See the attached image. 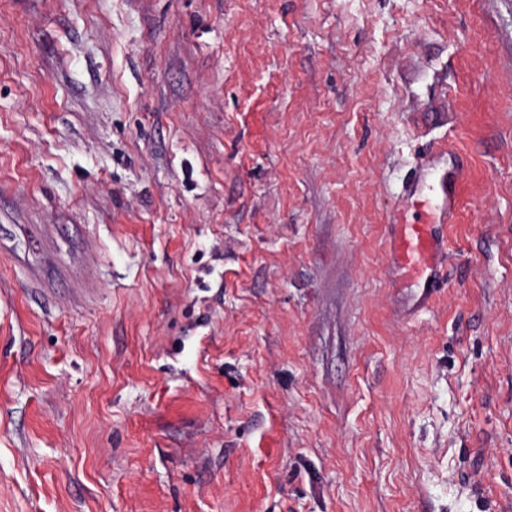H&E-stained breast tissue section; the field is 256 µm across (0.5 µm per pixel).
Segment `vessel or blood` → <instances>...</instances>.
<instances>
[{
    "label": "vessel or blood",
    "mask_w": 512,
    "mask_h": 512,
    "mask_svg": "<svg viewBox=\"0 0 512 512\" xmlns=\"http://www.w3.org/2000/svg\"><path fill=\"white\" fill-rule=\"evenodd\" d=\"M465 175L466 164L460 159L434 178L428 165H421L408 190L410 211L395 212L389 220V276L416 281L426 298L443 285L440 268L448 256L447 228L460 221Z\"/></svg>",
    "instance_id": "obj_1"
}]
</instances>
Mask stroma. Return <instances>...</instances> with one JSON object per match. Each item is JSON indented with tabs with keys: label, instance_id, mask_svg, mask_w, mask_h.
Returning a JSON list of instances; mask_svg holds the SVG:
<instances>
[{
	"label": "stroma",
	"instance_id": "35a3bbf8",
	"mask_svg": "<svg viewBox=\"0 0 512 512\" xmlns=\"http://www.w3.org/2000/svg\"><path fill=\"white\" fill-rule=\"evenodd\" d=\"M0 512H512V0H0ZM447 152L454 153L441 149L438 155L429 154L409 185L412 221L408 211H398L388 224L389 276L392 281H416L423 288V302L443 285L440 268L448 256V225L461 223L466 163L455 154V163L437 174L435 186L429 185L427 179L430 166L427 163ZM427 190L434 191L433 210L429 207L432 199L426 196Z\"/></svg>",
	"mask_w": 512,
	"mask_h": 512
}]
</instances>
